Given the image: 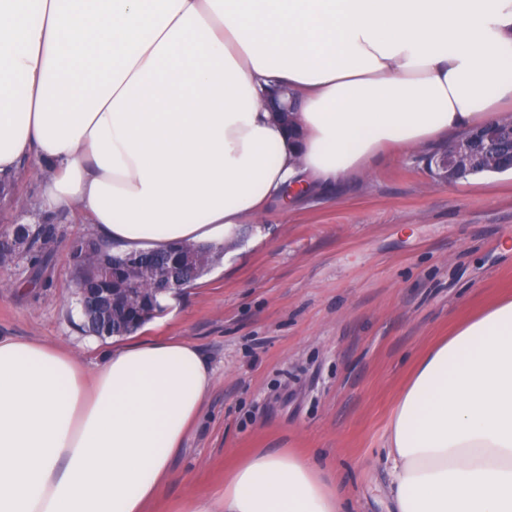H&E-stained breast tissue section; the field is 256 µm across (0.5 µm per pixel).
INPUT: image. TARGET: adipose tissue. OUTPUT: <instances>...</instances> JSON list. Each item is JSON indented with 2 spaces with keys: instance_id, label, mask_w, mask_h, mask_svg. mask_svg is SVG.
<instances>
[{
  "instance_id": "ef3b65f1",
  "label": "adipose tissue",
  "mask_w": 512,
  "mask_h": 512,
  "mask_svg": "<svg viewBox=\"0 0 512 512\" xmlns=\"http://www.w3.org/2000/svg\"><path fill=\"white\" fill-rule=\"evenodd\" d=\"M512 0H0V179L50 168L113 252L230 245L404 152L512 119ZM288 94L293 125L266 106ZM214 375L137 339L87 369L0 335V512H147ZM386 512H512V297L415 362L386 437ZM224 512H345L303 454L260 449Z\"/></svg>"
}]
</instances>
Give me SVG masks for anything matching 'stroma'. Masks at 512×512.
I'll list each match as a JSON object with an SVG mask.
<instances>
[{
	"label": "stroma",
	"instance_id": "35a3bbf8",
	"mask_svg": "<svg viewBox=\"0 0 512 512\" xmlns=\"http://www.w3.org/2000/svg\"><path fill=\"white\" fill-rule=\"evenodd\" d=\"M433 153H385L336 192L271 206L258 244L240 242L232 264L142 328L194 343L214 371L151 512H176L189 495L217 500L225 471L257 448L308 454L346 485L349 512H383L387 426L416 358L512 294V177L448 184L429 174ZM43 178L23 167L0 200V235L45 221L33 208ZM54 221L47 285L24 287L22 256L0 271V335L70 347L91 367L120 343L79 328L69 246L94 227L75 210Z\"/></svg>",
	"mask_w": 512,
	"mask_h": 512
}]
</instances>
